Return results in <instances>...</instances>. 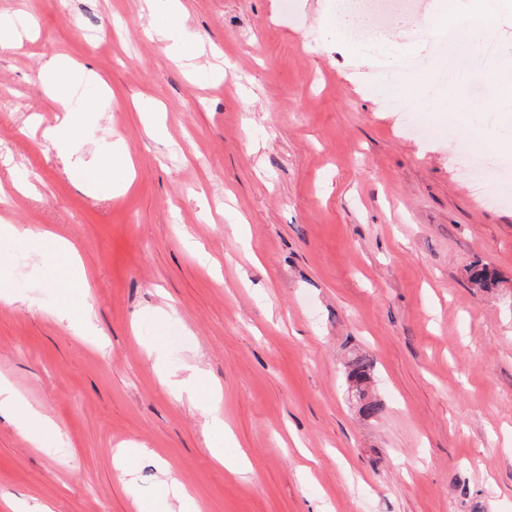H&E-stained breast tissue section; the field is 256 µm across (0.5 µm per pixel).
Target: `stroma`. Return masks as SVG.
I'll return each instance as SVG.
<instances>
[{"instance_id":"35a3bbf8","label":"stroma","mask_w":512,"mask_h":512,"mask_svg":"<svg viewBox=\"0 0 512 512\" xmlns=\"http://www.w3.org/2000/svg\"><path fill=\"white\" fill-rule=\"evenodd\" d=\"M447 4L404 15L412 67L391 86L396 60L327 27L336 0L151 15L139 0H0L17 28L0 46V220L68 239L87 273L0 237V376L59 427L31 443L0 416V494L150 512L164 460L203 512H512V154L490 147L512 125L484 113L512 64L470 94L441 81V63L467 59L416 21ZM173 24L176 54L147 35ZM53 55L78 65L86 156L130 153L127 191L108 173L83 186L44 138L61 118L41 77ZM452 114L488 148L496 204L461 173ZM476 263L492 285L472 287ZM85 296L96 329L80 336L55 309ZM357 355L373 418L348 391ZM163 367L219 389L227 437ZM133 445L161 458L129 486L113 454ZM350 367L349 378L354 380L357 387L354 393H358L360 399L365 401L359 412L365 417L377 415L383 409L382 404L375 399H366V393L361 389V385L371 378L372 362L365 356H355L350 361Z\"/></svg>"}]
</instances>
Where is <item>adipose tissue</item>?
Segmentation results:
<instances>
[{
  "instance_id": "obj_1",
  "label": "adipose tissue",
  "mask_w": 512,
  "mask_h": 512,
  "mask_svg": "<svg viewBox=\"0 0 512 512\" xmlns=\"http://www.w3.org/2000/svg\"><path fill=\"white\" fill-rule=\"evenodd\" d=\"M502 0H477L474 8L459 11L449 8L440 18L424 20V28H432L445 23L458 28L465 41L472 46H480L494 34L495 21L503 11ZM66 62L53 58L42 67L45 79L52 85L63 117L58 124L46 128L44 135L55 142L60 157L74 168H82L80 158L84 142V130L87 124L85 112L77 110L70 101L67 90ZM161 380L176 397L188 400L191 404L206 407L209 415V430L216 437H224L227 429L224 425V413L220 406L219 394L200 372L194 371L186 376L174 373H162ZM10 414L22 435L33 438L37 433L50 429L48 417L32 406L18 390L5 378H0V414Z\"/></svg>"
}]
</instances>
